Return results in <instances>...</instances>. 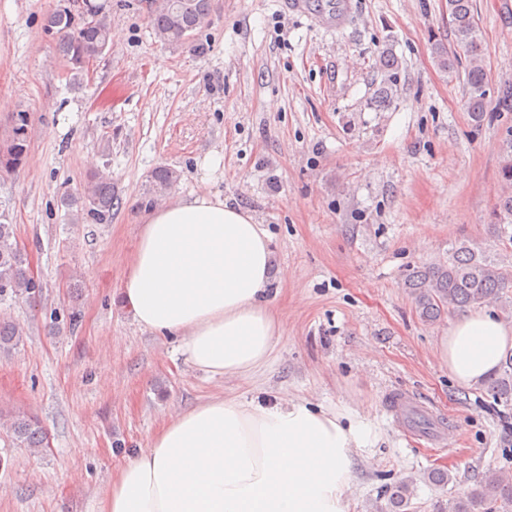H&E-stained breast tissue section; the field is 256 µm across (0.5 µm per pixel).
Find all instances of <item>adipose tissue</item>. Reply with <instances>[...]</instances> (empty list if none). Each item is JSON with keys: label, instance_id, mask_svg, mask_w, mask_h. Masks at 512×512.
Returning a JSON list of instances; mask_svg holds the SVG:
<instances>
[{"label": "adipose tissue", "instance_id": "adipose-tissue-1", "mask_svg": "<svg viewBox=\"0 0 512 512\" xmlns=\"http://www.w3.org/2000/svg\"><path fill=\"white\" fill-rule=\"evenodd\" d=\"M270 239L253 215L201 193L147 211L122 294L144 329L178 338L210 376L266 367L284 332L270 305ZM512 351V325L487 312L452 321L437 348L461 387ZM367 412L211 397L172 416L112 478L99 512H346Z\"/></svg>", "mask_w": 512, "mask_h": 512}]
</instances>
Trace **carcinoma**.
Masks as SVG:
<instances>
[{"label":"carcinoma","instance_id":"cac0c4a2","mask_svg":"<svg viewBox=\"0 0 512 512\" xmlns=\"http://www.w3.org/2000/svg\"><path fill=\"white\" fill-rule=\"evenodd\" d=\"M212 11V0H151L150 25L155 38L166 44L190 42ZM448 14L454 25L457 47L469 60L466 73L468 98L466 106L474 121L480 122L485 112L486 73L479 26L472 0H448ZM47 29L58 36L59 52L67 64L69 81L80 84L88 76L90 65L102 57L110 46L111 19L101 4L82 0V6L71 12L57 6L49 15ZM376 67L383 80L370 105L378 111L389 109L398 98L400 63L390 51L381 52ZM30 129L28 114L14 117L12 134L0 144V173L11 175L28 157ZM175 171L160 167L148 176V192L161 196L176 183ZM67 203L77 207L76 219H90L102 224L112 219L115 198L112 176L95 171L85 177ZM494 233L507 246L512 245V192L505 193L494 213ZM415 312L423 322L433 324L453 310L479 306L488 300H499L511 306L512 272L461 242L448 252V258L429 263L412 271L406 282ZM40 285L27 267V258L19 247L13 225L0 222V300L31 298ZM23 330L19 324L0 319V349L16 345ZM485 394L499 403L512 401V353L505 355L499 367L484 382ZM6 427L15 443L34 452L45 447L46 436L31 417L17 415ZM414 478L402 480L385 492L386 512H408ZM446 512H512V473L506 469L488 471L478 488L448 500Z\"/></svg>","mask_w":512,"mask_h":512}]
</instances>
